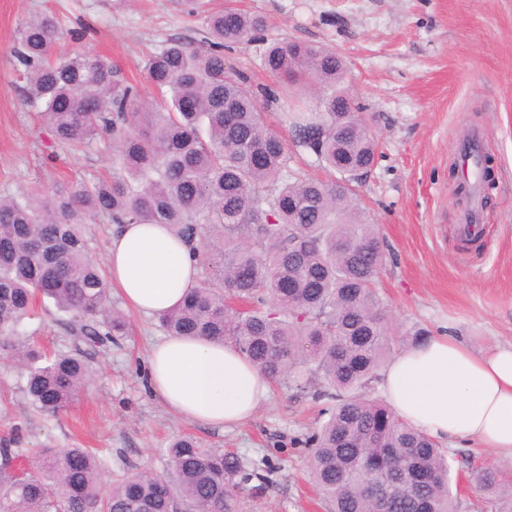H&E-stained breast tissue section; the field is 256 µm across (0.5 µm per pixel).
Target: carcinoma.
<instances>
[{"label":"carcinoma","mask_w":512,"mask_h":512,"mask_svg":"<svg viewBox=\"0 0 512 512\" xmlns=\"http://www.w3.org/2000/svg\"><path fill=\"white\" fill-rule=\"evenodd\" d=\"M180 4L201 15V46L173 40L147 59L151 101L104 55L54 53V20L34 17L17 30L10 52L26 105L60 145L108 139L121 173H75L49 189L0 195V353L20 365L36 410L66 411L89 383L90 363L19 339L23 320L42 296L90 345L127 335L86 224H167L213 278L159 315L160 326L229 344L295 396L327 401L326 419L301 443L328 512H456L452 464L438 441L365 395L404 337L374 288L384 252L355 184L374 165L377 140L344 87L342 58L287 39L264 52L270 72L322 88L317 111L287 121L295 146L335 177L296 178L283 137L261 120L256 92L224 60V43L258 39L264 18L206 11L203 0ZM187 96L196 100L191 112L182 108ZM285 280L291 287H281ZM166 452L175 483L142 470L104 495L89 449L40 448L19 469L21 454L5 440L0 512H241L253 476L242 457L191 435L172 439ZM475 482L492 512H512L502 471L481 469Z\"/></svg>","instance_id":"carcinoma-1"}]
</instances>
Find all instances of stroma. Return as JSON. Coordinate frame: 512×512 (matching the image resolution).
Returning <instances> with one entry per match:
<instances>
[{
  "label": "stroma",
  "mask_w": 512,
  "mask_h": 512,
  "mask_svg": "<svg viewBox=\"0 0 512 512\" xmlns=\"http://www.w3.org/2000/svg\"><path fill=\"white\" fill-rule=\"evenodd\" d=\"M263 15L256 41L225 49L231 69L276 99L261 105L265 122L282 130L291 98L313 104L303 86L262 66L267 43L292 39L323 46L347 64L345 84L379 139L374 166L357 187L385 254L376 289L394 329L417 325L450 332L482 349L512 344V0H210ZM55 19L57 52L85 48L111 57L144 96L154 89L145 60L169 40H197L200 23L175 0H0V195L35 184L52 186L71 173L111 174L102 147L68 150L25 105L14 83L9 49L18 25ZM478 135L496 181L482 204V236L460 238L465 200L457 198L462 141ZM128 335L88 347L70 336L52 300L37 304L21 331L51 353H86L94 380L60 416L33 409L22 372L0 358V441L31 455L36 448L93 449L104 487L149 469L170 476L167 442L190 433L230 449L269 472L262 494L243 512H326L309 481L299 444L320 420V404L271 386L258 413L227 429L180 418L148 386L149 356L165 333L157 317L127 311ZM462 466L457 512H489L473 474L491 464L488 450L468 443L448 449Z\"/></svg>",
  "instance_id": "stroma-1"
}]
</instances>
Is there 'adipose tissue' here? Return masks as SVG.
I'll return each instance as SVG.
<instances>
[{"label":"adipose tissue","instance_id":"obj_1","mask_svg":"<svg viewBox=\"0 0 512 512\" xmlns=\"http://www.w3.org/2000/svg\"><path fill=\"white\" fill-rule=\"evenodd\" d=\"M199 278L193 249L163 224L114 228L108 281L137 312L176 307ZM149 387L191 422L226 427L257 412L269 382L238 350L168 337L150 355ZM390 408L407 424L453 446L467 441L512 462V345L477 351L449 333L396 355L382 376Z\"/></svg>","mask_w":512,"mask_h":512}]
</instances>
